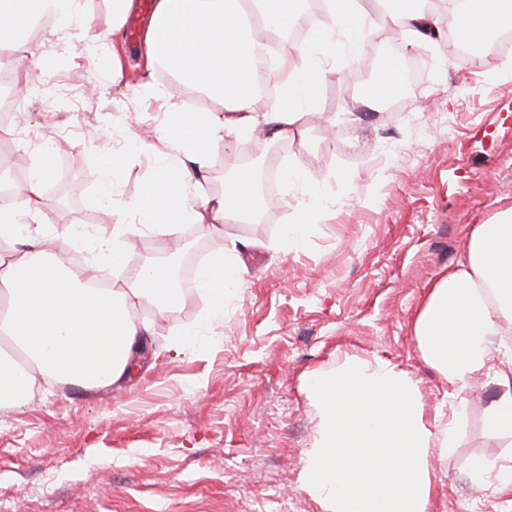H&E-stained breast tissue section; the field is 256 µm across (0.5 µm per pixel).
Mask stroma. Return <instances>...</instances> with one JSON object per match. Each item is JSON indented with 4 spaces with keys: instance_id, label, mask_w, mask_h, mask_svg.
<instances>
[{
    "instance_id": "1",
    "label": "stroma",
    "mask_w": 512,
    "mask_h": 512,
    "mask_svg": "<svg viewBox=\"0 0 512 512\" xmlns=\"http://www.w3.org/2000/svg\"><path fill=\"white\" fill-rule=\"evenodd\" d=\"M82 7L103 40L73 28L30 37L27 51L55 52L58 62L13 116L32 139L0 137V166L30 168L52 142L69 177L61 197L45 196L41 222L51 233L87 231L61 255L83 265L94 257L91 232L132 221L100 205L105 158L126 150L127 134L150 143L131 171L111 177L113 194L132 200L158 164L186 162L158 136L171 108L208 114L219 127L224 109L162 75L143 41L113 33L110 0ZM334 39V51L317 55L326 77L303 135L219 136L200 181V194H222L225 172L252 145L278 175L263 220L220 233L194 224L175 237L145 231L123 267L102 269L124 288L130 270L163 256L179 254L180 273L192 278L211 256L232 252L245 274L213 331L193 332L205 304L192 282L183 303L164 313L134 300L136 318L151 328L149 351L125 383L104 391L58 384L23 408L0 409V512H325L299 481L319 430L308 383L349 358L388 361L416 382L427 415L448 413V386L419 352L411 324L431 281L459 260L469 225L512 207V57L466 58L444 37L407 50L406 32L375 8L366 35ZM116 43L126 55L117 74ZM408 58L417 80L387 91L385 63L400 72ZM292 164L302 180L281 179ZM304 206L309 222L283 244ZM497 392L487 377L462 391L457 448L431 451L430 512H512V496L468 471L472 460L512 452L484 423Z\"/></svg>"
}]
</instances>
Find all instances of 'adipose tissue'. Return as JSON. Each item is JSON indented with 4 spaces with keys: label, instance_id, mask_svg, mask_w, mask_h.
I'll return each instance as SVG.
<instances>
[{
    "label": "adipose tissue",
    "instance_id": "1",
    "mask_svg": "<svg viewBox=\"0 0 512 512\" xmlns=\"http://www.w3.org/2000/svg\"><path fill=\"white\" fill-rule=\"evenodd\" d=\"M502 0H468L448 15L426 12L416 0H385L386 16L410 34V46L427 41V28L450 21L457 40L469 43L483 31L512 27ZM298 0H154L145 34L149 58L224 105V129L248 134L269 127L275 136L302 135V109L323 71H300L280 58L271 73L282 77L284 97L268 100L251 88L254 50L264 32L294 26ZM58 31L81 28L91 40L99 34L80 11L79 0H0V67L13 65L35 19ZM161 138L187 155L188 166L158 167L143 182L128 208L134 224L98 228L95 260L73 273L60 258L79 240L77 232L55 238L54 248L39 218L44 188L56 176L52 144H45L22 186L0 198V340L24 354L17 361L0 348V408L26 406L36 388L49 382L73 383L90 391L111 388L131 374L149 334L132 313L133 298L158 306L182 303L167 268L137 269L126 288H100L102 262L119 267L123 249L140 225L173 236L180 225L241 223L255 206L252 175L239 171L222 195L190 203L207 171L215 129L207 116L179 112L159 130ZM28 245L21 255L4 249L18 236ZM243 272L216 257L198 273V290L210 316L221 315L228 293ZM512 325V208L494 221L468 227L465 254L433 280L412 322L417 347L448 382L449 394L477 376L492 377L500 395L490 405L489 429L512 440V366L495 367L505 325ZM320 417V432L307 452L301 486L325 502L330 512H429L434 493L430 451L450 452L457 444L463 404L449 415L426 418L417 386L389 362L346 360L334 372L314 375L308 384Z\"/></svg>",
    "mask_w": 512,
    "mask_h": 512
}]
</instances>
